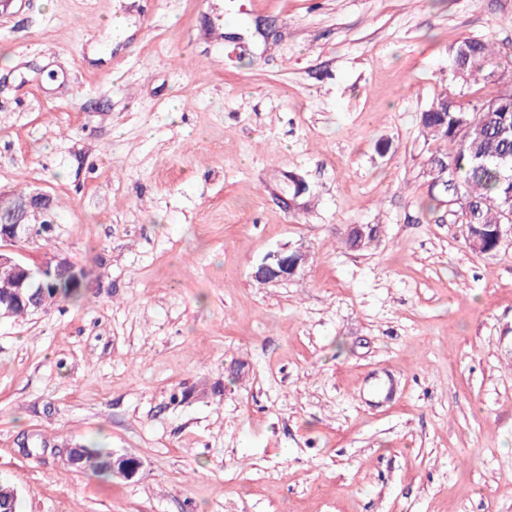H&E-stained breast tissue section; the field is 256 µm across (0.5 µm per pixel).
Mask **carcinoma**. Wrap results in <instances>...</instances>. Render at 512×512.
Masks as SVG:
<instances>
[{
    "label": "carcinoma",
    "instance_id": "cac0c4a2",
    "mask_svg": "<svg viewBox=\"0 0 512 512\" xmlns=\"http://www.w3.org/2000/svg\"><path fill=\"white\" fill-rule=\"evenodd\" d=\"M454 68L468 76L494 67L488 43L472 38L459 41L452 50ZM495 107L488 104L466 106L445 96L435 108L421 114L422 126L452 145L447 153L432 155L444 169L448 185H438L439 196L451 203L474 196L479 208L474 221L461 220L470 250L489 254L498 247L497 231L512 222L503 215L502 201L512 194V89L499 94ZM377 227L352 230L347 243L362 248L372 241ZM49 296L57 300L75 295L77 283L68 278L51 280ZM82 469L98 476L112 473V453L83 446Z\"/></svg>",
    "mask_w": 512,
    "mask_h": 512
}]
</instances>
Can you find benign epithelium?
Wrapping results in <instances>:
<instances>
[{
  "mask_svg": "<svg viewBox=\"0 0 512 512\" xmlns=\"http://www.w3.org/2000/svg\"><path fill=\"white\" fill-rule=\"evenodd\" d=\"M50 210L47 195L37 193L25 196H4L0 194V242H15L39 232L47 233L52 222L45 219ZM301 251L288 255L283 251L269 254L256 272V278L263 282L274 279H287L297 272L304 262ZM39 273L27 267L21 259L0 251V275H5L16 288L17 302L33 307L34 312L44 311L51 305L49 284L44 281L48 275L71 277L80 280L82 271L66 260H50L38 267ZM140 467L139 461L129 455H116L113 473L125 478H133Z\"/></svg>",
  "mask_w": 512,
  "mask_h": 512,
  "instance_id": "obj_1",
  "label": "benign epithelium"
}]
</instances>
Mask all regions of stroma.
<instances>
[{
  "label": "stroma",
  "mask_w": 512,
  "mask_h": 512,
  "mask_svg": "<svg viewBox=\"0 0 512 512\" xmlns=\"http://www.w3.org/2000/svg\"><path fill=\"white\" fill-rule=\"evenodd\" d=\"M510 88L512 0H0V193L54 219L0 250L86 271L0 319L19 512H512V233L469 250L419 120ZM452 60L454 68L460 69L464 76L495 67L488 43L472 38H465L453 47ZM304 259L305 254L301 251H295L290 257L283 251L273 252L266 257L263 264L258 268L255 277L263 282L274 279H288L295 275ZM83 448V450H82ZM82 448L77 446H70L67 450L68 463L75 467L82 459V470H90L98 476L112 475V456L113 473L118 474L125 479L133 478L140 467L139 461L129 455H116L111 452L104 451L102 448H95L87 445H82Z\"/></svg>",
  "instance_id": "1"
}]
</instances>
